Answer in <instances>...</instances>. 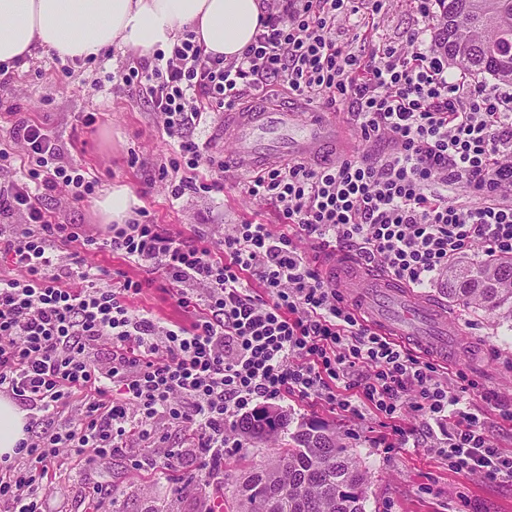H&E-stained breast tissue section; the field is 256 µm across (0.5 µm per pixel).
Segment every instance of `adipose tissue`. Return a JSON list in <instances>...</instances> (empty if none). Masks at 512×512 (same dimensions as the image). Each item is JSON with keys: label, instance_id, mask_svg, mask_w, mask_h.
Wrapping results in <instances>:
<instances>
[{"label": "adipose tissue", "instance_id": "adipose-tissue-1", "mask_svg": "<svg viewBox=\"0 0 512 512\" xmlns=\"http://www.w3.org/2000/svg\"><path fill=\"white\" fill-rule=\"evenodd\" d=\"M262 12V0H0V64L38 47L70 59L115 46L145 56L186 28L229 61L252 43Z\"/></svg>", "mask_w": 512, "mask_h": 512}]
</instances>
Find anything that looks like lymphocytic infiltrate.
I'll list each match as a JSON object with an SVG mask.
<instances>
[{
    "label": "lymphocytic infiltrate",
    "mask_w": 512,
    "mask_h": 512,
    "mask_svg": "<svg viewBox=\"0 0 512 512\" xmlns=\"http://www.w3.org/2000/svg\"><path fill=\"white\" fill-rule=\"evenodd\" d=\"M410 2L418 25L396 44L336 36L354 16L374 26L386 0H266L241 57L207 54L187 30L113 74L178 144L159 168L175 200L224 189L223 177L200 176L215 161L192 128L269 86L351 106L360 143H388L381 156L252 174L245 191L279 208L277 231L246 221L209 240L147 219L105 232L57 223L40 191L64 186L80 201L97 181L63 163L42 124L10 127L26 180L0 185V215L23 218L0 233V254L22 271L0 274V394L26 408L28 425L14 455L0 457V512H49L56 477L154 439L160 420L188 437L196 479L223 480L225 448L242 445L239 413L292 395L343 416L366 410L386 427L417 389L414 411L445 429L449 471L512 479V452L471 410L473 382L459 371L443 384L435 363L374 331L298 250L345 248L412 288L431 287L460 259L512 254V83L455 78L425 38L439 21L435 0ZM453 191L465 202L450 203ZM93 250L161 269L185 321L133 312L144 281L120 270L100 285L81 264Z\"/></svg>",
    "instance_id": "1"
}]
</instances>
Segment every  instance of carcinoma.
I'll use <instances>...</instances> for the list:
<instances>
[{
	"instance_id": "1",
	"label": "carcinoma",
	"mask_w": 512,
	"mask_h": 512,
	"mask_svg": "<svg viewBox=\"0 0 512 512\" xmlns=\"http://www.w3.org/2000/svg\"><path fill=\"white\" fill-rule=\"evenodd\" d=\"M435 41L448 65L512 82V0H437ZM448 302L512 319V255L448 268ZM261 407L236 423L246 441L285 438L235 484L232 512H366L368 473L336 429Z\"/></svg>"
}]
</instances>
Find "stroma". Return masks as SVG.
<instances>
[{
    "label": "stroma",
    "mask_w": 512,
    "mask_h": 512,
    "mask_svg": "<svg viewBox=\"0 0 512 512\" xmlns=\"http://www.w3.org/2000/svg\"><path fill=\"white\" fill-rule=\"evenodd\" d=\"M125 50L112 48L97 57L75 62L44 52L27 66L0 75V148L9 147L8 129L20 119L43 122L64 151L67 161L82 164L98 184L94 195L74 201L59 193L43 195L42 205L60 222L101 227L97 196L115 186L138 195L154 223L191 235H210L215 225L257 221L279 225L277 209L245 194L235 171L224 174V191L212 196L187 195L171 201L158 168L172 156L174 144L164 133L146 100H132L109 80L130 63ZM93 125H85V115ZM164 280L131 299L133 311H151L164 321L184 314ZM429 300L446 304L465 352L447 367L464 371L475 383L472 405L485 417L504 447L512 450V428L501 415L512 410V322L449 302L445 281L428 289ZM282 410L294 422H324L336 427L370 476L367 512H512V481L496 484L450 472L435 451L441 436L437 425L416 413L404 412L396 428L408 431L406 447L388 449L394 428L378 419L343 417L321 402L291 398ZM146 443H130L125 454L91 474L71 473L49 489L53 512H85L93 487H106L122 512H204L196 491L170 495L164 481L134 468L149 455Z\"/></svg>",
    "instance_id": "35a3bbf8"
}]
</instances>
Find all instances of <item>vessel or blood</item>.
<instances>
[{"label": "vessel or blood", "mask_w": 512, "mask_h": 512, "mask_svg": "<svg viewBox=\"0 0 512 512\" xmlns=\"http://www.w3.org/2000/svg\"><path fill=\"white\" fill-rule=\"evenodd\" d=\"M341 139L323 112L285 107H254L224 115V143L230 146L236 172L248 174L267 164L318 159ZM363 297L360 309L376 332L411 337L433 355H446L454 331L439 305L421 298L395 279L343 263L336 280Z\"/></svg>", "instance_id": "obj_1"}]
</instances>
